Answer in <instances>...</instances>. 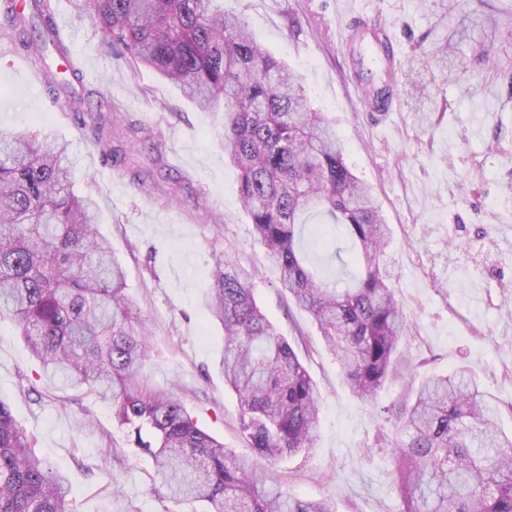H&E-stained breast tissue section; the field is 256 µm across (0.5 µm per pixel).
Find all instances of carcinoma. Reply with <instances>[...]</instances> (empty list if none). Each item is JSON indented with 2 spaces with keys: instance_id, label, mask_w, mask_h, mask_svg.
Instances as JSON below:
<instances>
[{
  "instance_id": "cac0c4a2",
  "label": "carcinoma",
  "mask_w": 512,
  "mask_h": 512,
  "mask_svg": "<svg viewBox=\"0 0 512 512\" xmlns=\"http://www.w3.org/2000/svg\"><path fill=\"white\" fill-rule=\"evenodd\" d=\"M53 0H0L14 50L42 65L50 92L75 117L93 92L77 90L79 72L55 71L61 58ZM101 42L132 72L148 67L203 110L222 114L224 153L240 171L239 198L258 242L280 271V285L314 320L352 392L397 422L390 449L401 512H512V436L497 426L500 409L465 365L422 380L385 408L377 398L397 373L407 324L381 258L390 240L370 185L353 174L333 123L310 108L297 77L265 51L248 26L218 0H85ZM460 49L432 52L453 72ZM501 67L495 40L473 48ZM106 157L111 128L89 126ZM68 144L55 136L0 133V320L12 321L57 391L85 387L112 405L135 452L151 458L158 485L175 502L205 512H337L272 487L270 466L312 448L321 397L288 340L258 306L252 271L214 254L204 308L224 330L217 367L238 398L241 454L197 426L181 397L143 375L145 326L124 294L125 274L99 235L98 208L73 189ZM329 217L325 237L345 230L356 280H323L298 245L302 217ZM68 480L50 471L0 400V512H68Z\"/></svg>"
}]
</instances>
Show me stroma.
<instances>
[{"instance_id":"stroma-1","label":"stroma","mask_w":512,"mask_h":512,"mask_svg":"<svg viewBox=\"0 0 512 512\" xmlns=\"http://www.w3.org/2000/svg\"><path fill=\"white\" fill-rule=\"evenodd\" d=\"M55 21L84 86L112 103V135L131 149L112 163L65 99L44 90L39 63L11 52L0 28V132L51 133L69 144L75 188L92 196L99 230L125 271V295L147 323L144 372L175 384L198 426L238 447V403L215 361L224 332L205 321L212 254L225 250L256 273L258 305L300 353L322 395L309 452L272 465L294 495L326 499L337 512H399L391 457L376 446L392 424L348 389L307 313L279 283L241 207L239 173L224 156L221 118L198 109L153 71L131 72L101 45L95 18L74 0H53ZM255 39L299 76L311 106L345 143V160L375 191L391 243L384 267L413 324L404 358L379 396L391 404L410 378L471 366L512 431V77L475 65L481 85L427 67L434 44L471 48L486 16L455 0H224ZM387 28L398 56L392 111H365L340 32L355 17ZM315 212L299 228L308 262L326 279L357 271L323 249ZM15 325L0 321V399L35 440L36 453L69 480L73 512H193L155 493L151 460L132 455L112 408L81 393L47 390Z\"/></svg>"}]
</instances>
